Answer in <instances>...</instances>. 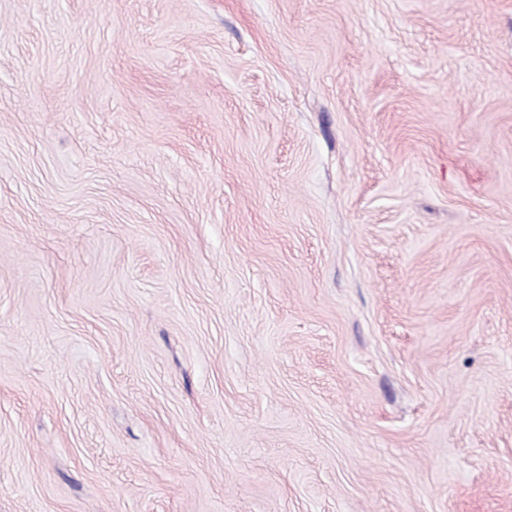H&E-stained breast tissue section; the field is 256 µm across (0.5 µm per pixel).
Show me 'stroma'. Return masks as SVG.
<instances>
[{"label":"stroma","mask_w":512,"mask_h":512,"mask_svg":"<svg viewBox=\"0 0 512 512\" xmlns=\"http://www.w3.org/2000/svg\"><path fill=\"white\" fill-rule=\"evenodd\" d=\"M0 512H512V0H0Z\"/></svg>","instance_id":"1"}]
</instances>
